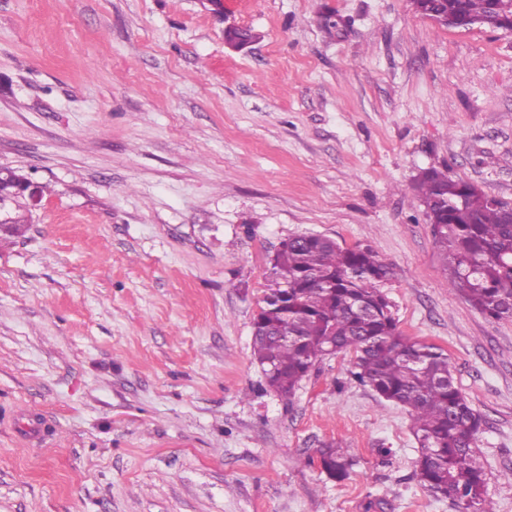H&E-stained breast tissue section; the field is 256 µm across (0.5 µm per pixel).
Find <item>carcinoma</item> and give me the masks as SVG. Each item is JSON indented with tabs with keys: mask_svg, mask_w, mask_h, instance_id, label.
I'll return each instance as SVG.
<instances>
[{
	"mask_svg": "<svg viewBox=\"0 0 512 512\" xmlns=\"http://www.w3.org/2000/svg\"><path fill=\"white\" fill-rule=\"evenodd\" d=\"M436 9L479 21L491 2L446 0ZM461 185L435 168L415 184L427 219L448 206V223L432 229L448 288L492 319L512 318V223H505L512 204L477 191L464 195ZM273 269L279 288L265 297L252 338L268 388L288 399L331 348L352 354V378L409 412L420 485L435 498L449 499L455 512H493L474 448L481 417L455 385L448 354L398 331L380 290L390 267L369 247L297 236L282 243ZM317 453L322 470L336 481L354 465L341 445L325 444Z\"/></svg>",
	"mask_w": 512,
	"mask_h": 512,
	"instance_id": "1",
	"label": "carcinoma"
}]
</instances>
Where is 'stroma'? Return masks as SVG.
I'll use <instances>...</instances> for the list:
<instances>
[{
  "label": "stroma",
  "instance_id": "1",
  "mask_svg": "<svg viewBox=\"0 0 512 512\" xmlns=\"http://www.w3.org/2000/svg\"><path fill=\"white\" fill-rule=\"evenodd\" d=\"M225 2L0 0V168L45 188L0 243V512H453L349 355L267 387L252 323L298 235L391 267L398 328L447 353L512 512V319L448 288L412 189L436 168L512 203V31L410 0ZM317 453L322 470L329 479L336 481L345 479L355 462L353 457L345 453L341 445L325 444L317 450Z\"/></svg>",
  "mask_w": 512,
  "mask_h": 512
}]
</instances>
